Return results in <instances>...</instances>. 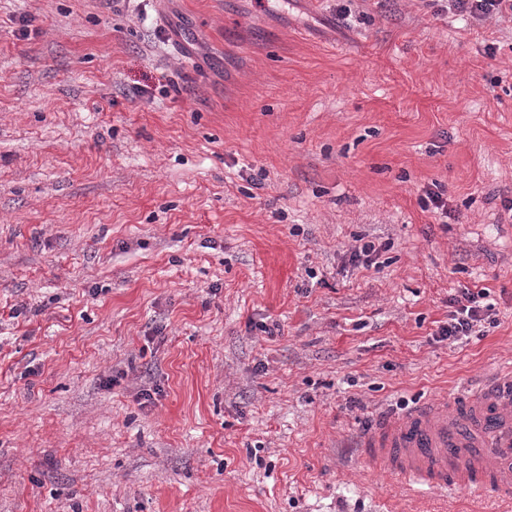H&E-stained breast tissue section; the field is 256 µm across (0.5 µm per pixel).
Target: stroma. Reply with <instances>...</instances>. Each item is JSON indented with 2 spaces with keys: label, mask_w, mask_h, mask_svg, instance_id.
<instances>
[{
  "label": "stroma",
  "mask_w": 512,
  "mask_h": 512,
  "mask_svg": "<svg viewBox=\"0 0 512 512\" xmlns=\"http://www.w3.org/2000/svg\"><path fill=\"white\" fill-rule=\"evenodd\" d=\"M506 368L512 19L0 0V512H512L346 445ZM486 293L484 290L476 293L467 288H463L462 297L467 304H462V300L451 298L448 303L451 306L458 305L454 311H451L448 324L441 327L440 336L445 339L467 336L472 331L474 322L481 321V312L483 306L480 305V299H484ZM459 303H461L459 305Z\"/></svg>",
  "instance_id": "35a3bbf8"
}]
</instances>
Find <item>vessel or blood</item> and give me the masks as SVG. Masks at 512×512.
Returning <instances> with one entry per match:
<instances>
[{"mask_svg":"<svg viewBox=\"0 0 512 512\" xmlns=\"http://www.w3.org/2000/svg\"><path fill=\"white\" fill-rule=\"evenodd\" d=\"M360 455L414 490L469 486L512 498V370L418 403L361 436Z\"/></svg>","mask_w":512,"mask_h":512,"instance_id":"obj_1","label":"vessel or blood"}]
</instances>
